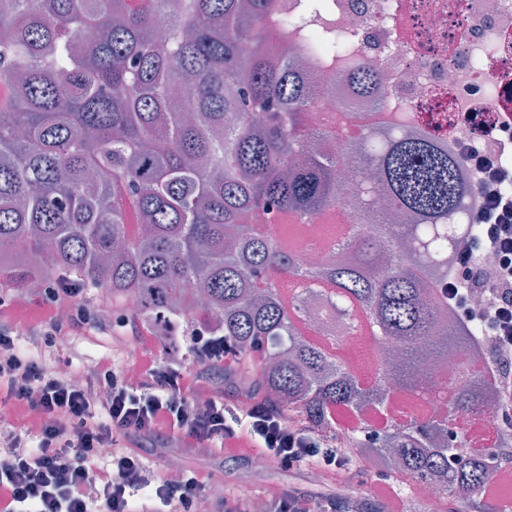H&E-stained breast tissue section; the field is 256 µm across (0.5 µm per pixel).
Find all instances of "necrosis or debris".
<instances>
[{"instance_id":"4bbe7bcc","label":"necrosis or debris","mask_w":512,"mask_h":512,"mask_svg":"<svg viewBox=\"0 0 512 512\" xmlns=\"http://www.w3.org/2000/svg\"><path fill=\"white\" fill-rule=\"evenodd\" d=\"M336 26L356 41L359 58L383 76L385 97L375 104L353 93L343 70L306 61L302 72L317 88L323 113L342 112L352 129H388L409 120L457 154L488 142L498 120L512 114V0H327ZM489 334L452 351L429 376L434 392H448L466 363L487 359Z\"/></svg>"}]
</instances>
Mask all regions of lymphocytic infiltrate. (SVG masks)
<instances>
[{
	"label": "lymphocytic infiltrate",
	"instance_id": "obj_1",
	"mask_svg": "<svg viewBox=\"0 0 512 512\" xmlns=\"http://www.w3.org/2000/svg\"><path fill=\"white\" fill-rule=\"evenodd\" d=\"M483 182L496 185L472 212L482 235L464 243L457 255L463 277H449V303L465 302L469 292L484 291L486 305L475 317L493 332L496 352L478 366L490 375L504 408H512V167L498 163L485 149L468 158ZM494 256L493 266L473 260ZM21 303L0 295V402L10 410L0 425V512H254L251 502L213 498L214 469L187 471L173 482L165 466H151L144 450L152 443H177L233 461L267 458L292 468H314L327 478L360 468L349 459L355 435L383 429L381 411H330L335 434L326 437L300 413L266 402L235 407L215 389L217 373L240 371L243 362L265 360L256 343L239 352L212 328L208 316L197 319L178 346L165 344L141 321L120 315L127 340L111 355L82 364L77 349L60 346V332H92L98 316L86 306L85 291L74 284L45 288L39 310L21 320ZM70 309L60 319L62 309ZM25 326L26 338L15 334ZM139 352L135 368L119 366L127 347ZM211 394L197 408L196 394ZM38 444L26 448L28 438ZM336 498H316L291 488L271 494L264 512H336Z\"/></svg>",
	"mask_w": 512,
	"mask_h": 512
}]
</instances>
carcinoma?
Masks as SVG:
<instances>
[{
	"instance_id": "1",
	"label": "carcinoma",
	"mask_w": 512,
	"mask_h": 512,
	"mask_svg": "<svg viewBox=\"0 0 512 512\" xmlns=\"http://www.w3.org/2000/svg\"><path fill=\"white\" fill-rule=\"evenodd\" d=\"M166 0H0V275L67 277L136 302L134 316L166 342L204 296L212 324L242 348L260 337L258 390L318 429L327 409H384L390 396L432 397L426 359L476 335L448 328L442 284L454 252L476 238L472 186L448 145L424 132L364 128L339 115L313 132L319 106L293 60L339 64L377 101L382 76L363 64L326 0H183L165 37ZM375 170L372 178L364 172ZM345 194L350 227L308 269L270 227L314 224ZM385 198L392 217L376 209ZM266 286L256 287L258 278ZM299 293L284 304L280 283ZM318 297L362 315L371 336L401 351L370 383L296 327ZM460 379L448 408L481 414ZM390 448L392 476L428 481L450 512H492L479 496L512 462V439L480 456L456 444L445 419L415 416L354 440Z\"/></svg>"
}]
</instances>
